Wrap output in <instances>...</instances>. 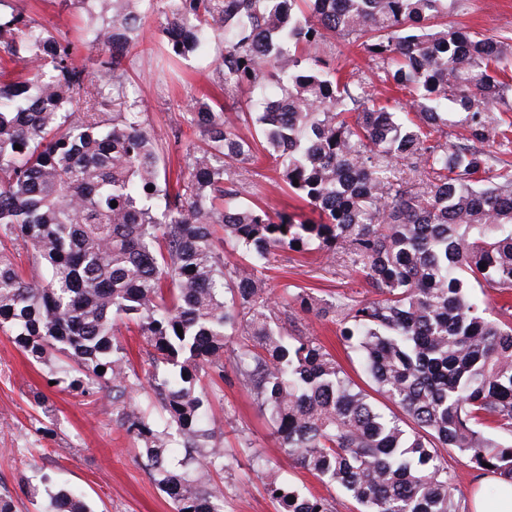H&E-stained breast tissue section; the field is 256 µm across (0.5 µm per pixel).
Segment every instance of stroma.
Returning a JSON list of instances; mask_svg holds the SVG:
<instances>
[{
  "instance_id": "stroma-1",
  "label": "stroma",
  "mask_w": 512,
  "mask_h": 512,
  "mask_svg": "<svg viewBox=\"0 0 512 512\" xmlns=\"http://www.w3.org/2000/svg\"><path fill=\"white\" fill-rule=\"evenodd\" d=\"M16 6L49 29L76 37L82 24L74 9L57 0H14ZM452 24L486 35L512 38V0H466ZM323 56L350 78L372 77L374 64L356 44L332 39ZM128 96L145 101L147 125L168 146L171 174L186 166L192 131L186 121L195 100L222 96L223 84L210 58L191 56L172 69L163 36L147 23L144 41L127 60ZM245 199L277 211L300 208L301 200L279 181L266 159L248 165L242 177ZM271 289L287 281L326 300H363L368 287L348 258L323 269L317 256L280 253L268 273ZM297 323L332 353L360 386H368L358 356L341 339L342 322L334 314H298ZM48 366L31 363L0 333V492L11 495L14 512H37L35 490H76L92 512H172L166 495L142 465L139 444L116 423V409L104 394L84 396L67 382L50 383ZM209 393V426L224 443V512H277L267 478L253 470L262 457L283 484L328 499L334 512H358L354 500L336 486L322 483L288 460L270 434L253 397L232 369L223 376H202Z\"/></svg>"
}]
</instances>
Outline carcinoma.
Segmentation results:
<instances>
[{
  "label": "carcinoma",
  "mask_w": 512,
  "mask_h": 512,
  "mask_svg": "<svg viewBox=\"0 0 512 512\" xmlns=\"http://www.w3.org/2000/svg\"><path fill=\"white\" fill-rule=\"evenodd\" d=\"M108 2L103 16L63 0L86 15L74 42L0 0V238L35 269L25 277L0 250V331L71 389L112 398L173 512H224V488L205 479L224 471V448L200 374L222 378L228 363L288 458L360 512H466L450 452L512 483V314L473 295L512 290L509 39L448 24L462 0ZM152 14L168 55H211L232 100L195 103L198 142L174 187L147 105L127 101L128 52ZM336 35L404 93L402 111L330 68L321 52ZM450 115L464 130L454 146L439 133ZM260 150L318 218L243 200L237 170ZM401 160L415 181L392 173ZM215 224L238 262L216 250ZM286 250L360 266L375 299L322 303L288 282L282 296L340 312L372 389L405 418L289 330L267 276ZM120 323L144 336L159 417L133 398ZM229 336L245 342L229 353ZM267 491L278 512H333L274 478ZM46 495L45 512H89L79 492Z\"/></svg>",
  "instance_id": "1"
}]
</instances>
